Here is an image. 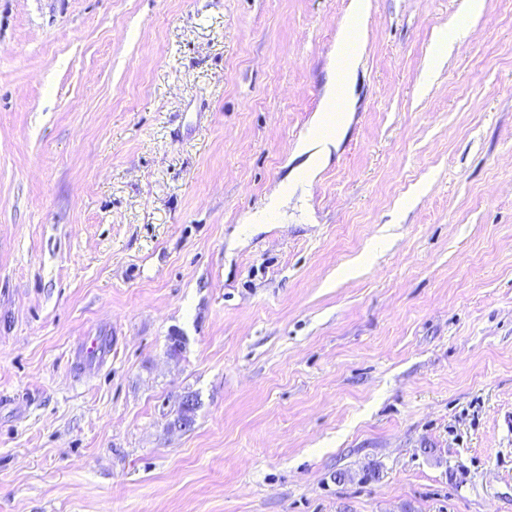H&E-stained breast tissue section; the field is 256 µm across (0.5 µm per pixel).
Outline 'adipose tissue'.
Wrapping results in <instances>:
<instances>
[{"mask_svg": "<svg viewBox=\"0 0 512 512\" xmlns=\"http://www.w3.org/2000/svg\"><path fill=\"white\" fill-rule=\"evenodd\" d=\"M371 9L372 0H350L348 4L336 42L329 96L309 134L298 145L299 152L308 156L306 167L299 172L302 180H312L338 145L350 107L341 91L350 87L361 64Z\"/></svg>", "mask_w": 512, "mask_h": 512, "instance_id": "obj_1", "label": "adipose tissue"}]
</instances>
